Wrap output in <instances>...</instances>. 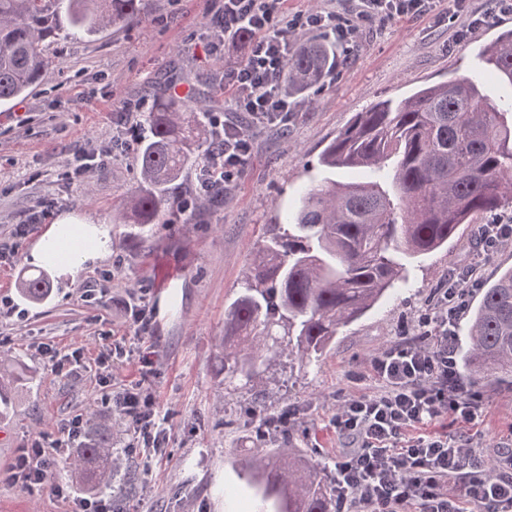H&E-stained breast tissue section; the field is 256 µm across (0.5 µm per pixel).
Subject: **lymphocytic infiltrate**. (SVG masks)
<instances>
[{"mask_svg": "<svg viewBox=\"0 0 512 512\" xmlns=\"http://www.w3.org/2000/svg\"><path fill=\"white\" fill-rule=\"evenodd\" d=\"M439 0H352L350 18L311 11L285 18L281 0H224L220 22L225 41L252 36L245 58L225 71L237 106L259 123L283 121L288 103L279 75L297 30L320 28L343 44L356 43L363 23L377 18L409 19L431 12ZM251 142L241 128L223 125L203 165L202 191L223 187L245 164ZM477 285L474 268L449 279L437 302L417 323L419 342L399 345L370 362L374 391L346 399L333 424L341 441L334 480L341 512H512V449L487 470L466 435L430 434L423 427L443 417L469 423L476 395L464 389L456 371L454 324ZM115 406L144 444H158L163 431L155 402L142 388L118 393ZM9 480L30 488L53 485L54 460L35 437L12 463ZM459 493H451V486Z\"/></svg>", "mask_w": 512, "mask_h": 512, "instance_id": "obj_1", "label": "lymphocytic infiltrate"}]
</instances>
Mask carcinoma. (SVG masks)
Wrapping results in <instances>:
<instances>
[{
    "instance_id": "carcinoma-1",
    "label": "carcinoma",
    "mask_w": 512,
    "mask_h": 512,
    "mask_svg": "<svg viewBox=\"0 0 512 512\" xmlns=\"http://www.w3.org/2000/svg\"><path fill=\"white\" fill-rule=\"evenodd\" d=\"M143 0H0V104L27 97L49 64L46 48L60 34L91 38L144 19ZM480 55L512 85V30ZM336 69V48L297 44L280 74L288 96L303 95ZM203 104L164 94L144 115L136 140L137 186L123 202L124 223L146 240L183 202L185 170L202 158ZM512 100L482 106L479 88L449 80L400 101L355 113L319 158V183L299 199L286 228L266 237L243 273L242 288L224 309L220 362L224 380L260 377L283 356L317 359L340 330L359 320L401 280L404 263L448 244L469 218L512 200ZM361 168L376 180L338 183L336 169ZM32 303L51 295L44 270L21 275ZM465 344L456 348L469 382L512 373V268L484 281L470 308ZM22 377L0 359V416ZM89 490L112 487V435L92 422L69 462ZM237 475L265 512H336L332 478L287 442L262 448Z\"/></svg>"
}]
</instances>
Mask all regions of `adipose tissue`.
<instances>
[{
	"mask_svg": "<svg viewBox=\"0 0 512 512\" xmlns=\"http://www.w3.org/2000/svg\"><path fill=\"white\" fill-rule=\"evenodd\" d=\"M67 240L73 244L67 262L71 268L103 258L110 242L106 225L64 214L56 218L32 249L33 263L38 266L50 265L56 248Z\"/></svg>",
	"mask_w": 512,
	"mask_h": 512,
	"instance_id": "obj_1",
	"label": "adipose tissue"
}]
</instances>
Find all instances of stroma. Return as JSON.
I'll use <instances>...</instances> for the list:
<instances>
[{
  "label": "stroma",
  "mask_w": 512,
  "mask_h": 512,
  "mask_svg": "<svg viewBox=\"0 0 512 512\" xmlns=\"http://www.w3.org/2000/svg\"><path fill=\"white\" fill-rule=\"evenodd\" d=\"M221 7V0H144L140 25L59 38L30 95L0 106V251L13 255L0 265V355L26 375L0 420V474L34 437L57 439L66 424L94 416L112 429L116 476L103 496L113 512H260L234 464L266 447L264 418L292 408L293 446L333 470L334 416L342 400L373 391L372 356L405 342L453 274L474 266L485 281L512 267V240L480 259L475 233L461 227L447 248L410 268L405 288L344 328L320 360L283 357L259 382L226 384L216 357L224 308L264 236L316 184L322 151L355 113L451 78L481 86L490 105L512 100V86L480 57L500 22L456 38L460 20L441 2L423 18L363 26L357 44L337 46L336 69L318 90L290 98L287 122L259 124L236 110L224 88L225 69L243 53L222 40ZM181 84L205 94L206 123L247 132L251 154L220 198L200 192L198 168L188 169L190 212L172 208L141 242L120 222L121 201L137 183L134 129L159 93ZM37 206L40 224L16 237ZM67 212L108 225L110 254L51 273V297L29 303L16 289L17 274ZM136 310L150 316L149 333H136ZM145 354L155 361L146 379ZM138 384L165 418L162 447L133 442L112 406L113 394ZM473 392L481 408L470 430L477 454L490 460L512 448V377ZM257 398L259 412L251 408ZM72 508L50 488L0 481V512Z\"/></svg>",
  "instance_id": "stroma-1"
}]
</instances>
